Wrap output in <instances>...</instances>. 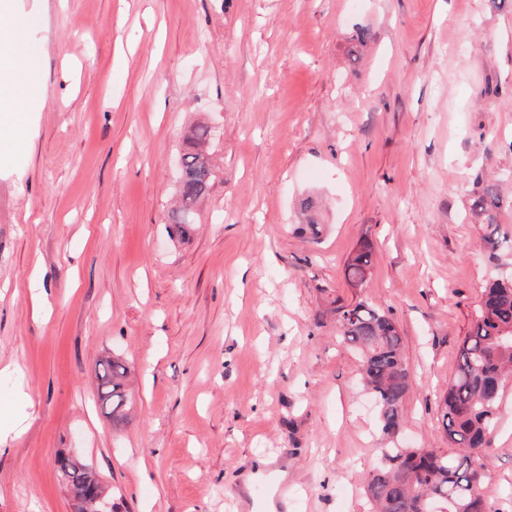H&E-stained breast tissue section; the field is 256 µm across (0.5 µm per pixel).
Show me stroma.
I'll return each instance as SVG.
<instances>
[{"mask_svg":"<svg viewBox=\"0 0 512 512\" xmlns=\"http://www.w3.org/2000/svg\"><path fill=\"white\" fill-rule=\"evenodd\" d=\"M19 3L42 95L0 142V512H72L61 453L112 512H268L283 483L288 512H366L380 440L338 300L393 319L403 440L448 452L439 395L485 288L512 277L471 217L479 180L512 173V0ZM197 123L215 180L174 239ZM112 358L119 423L98 401ZM488 457L487 508L512 512V382ZM374 245L369 240L360 243L344 266V279L348 285L362 287L373 266ZM98 372V395L102 407L107 405L112 420H122L126 416L127 394L125 393L127 367L120 359L107 360Z\"/></svg>","mask_w":512,"mask_h":512,"instance_id":"35a3bbf8","label":"stroma"}]
</instances>
